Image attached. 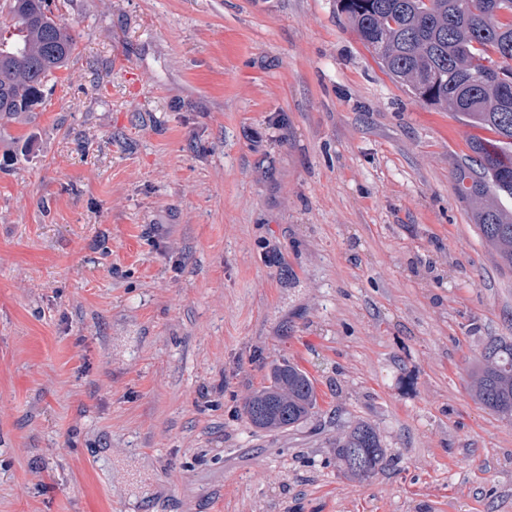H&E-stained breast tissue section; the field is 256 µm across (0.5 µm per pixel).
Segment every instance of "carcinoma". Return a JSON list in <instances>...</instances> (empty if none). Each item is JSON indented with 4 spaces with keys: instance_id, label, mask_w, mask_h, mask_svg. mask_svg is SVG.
Listing matches in <instances>:
<instances>
[{
    "instance_id": "carcinoma-1",
    "label": "carcinoma",
    "mask_w": 512,
    "mask_h": 512,
    "mask_svg": "<svg viewBox=\"0 0 512 512\" xmlns=\"http://www.w3.org/2000/svg\"><path fill=\"white\" fill-rule=\"evenodd\" d=\"M340 11L384 71L421 102L488 131L457 166L454 187L474 211L486 245L512 267V0H338ZM77 49L70 26L46 0H9L0 16V117L28 115ZM479 402L512 419V343L491 340L471 379ZM312 380L292 365L273 368L269 385L244 404L264 430L293 428L314 413ZM386 449L374 425L359 421L336 438V463L366 480Z\"/></svg>"
}]
</instances>
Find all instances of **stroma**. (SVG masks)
I'll return each mask as SVG.
<instances>
[{"label":"stroma","instance_id":"obj_1","mask_svg":"<svg viewBox=\"0 0 512 512\" xmlns=\"http://www.w3.org/2000/svg\"><path fill=\"white\" fill-rule=\"evenodd\" d=\"M51 3L77 49L0 119V512H512V420L470 390L512 269L453 183L481 129L336 0ZM278 364L317 407L260 431ZM385 454L376 427L367 421L349 426L336 439V463L352 479H368L382 465ZM357 458L362 462L357 463Z\"/></svg>","mask_w":512,"mask_h":512}]
</instances>
